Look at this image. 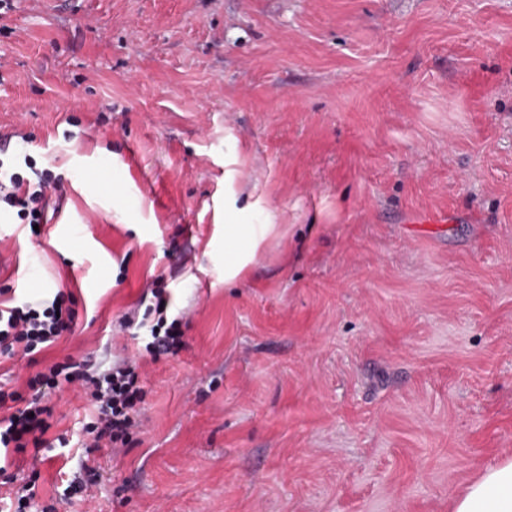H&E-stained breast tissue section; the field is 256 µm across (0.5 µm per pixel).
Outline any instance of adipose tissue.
Listing matches in <instances>:
<instances>
[{
  "instance_id": "1",
  "label": "adipose tissue",
  "mask_w": 512,
  "mask_h": 512,
  "mask_svg": "<svg viewBox=\"0 0 512 512\" xmlns=\"http://www.w3.org/2000/svg\"><path fill=\"white\" fill-rule=\"evenodd\" d=\"M270 224H228L224 227V280L232 282L257 256L273 232ZM453 512H512V456L487 465L455 498Z\"/></svg>"
}]
</instances>
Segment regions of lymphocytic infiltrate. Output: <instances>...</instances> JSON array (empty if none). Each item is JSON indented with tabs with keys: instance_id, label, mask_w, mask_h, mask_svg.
<instances>
[{
	"instance_id": "obj_1",
	"label": "lymphocytic infiltrate",
	"mask_w": 512,
	"mask_h": 512,
	"mask_svg": "<svg viewBox=\"0 0 512 512\" xmlns=\"http://www.w3.org/2000/svg\"><path fill=\"white\" fill-rule=\"evenodd\" d=\"M56 188L50 171H42L33 184L16 172L13 160L0 158V204L16 209L18 218L29 225L43 224ZM151 294L154 302L146 308L147 315L154 318L150 346L162 354H178L185 343L178 322L167 319L169 300L162 289H152ZM64 298V293H56L41 308L27 303L0 305V354L23 353L37 367L25 382V392L0 389V449L30 454L36 464L15 495L14 512H25L37 494L38 465L52 449L47 434L53 410L46 399L59 385L79 386L91 393L95 414L82 427L84 447L97 450L126 443L138 425L144 391L135 362L126 360L101 373L90 372L86 364L70 358L40 365L39 354L74 329L76 315Z\"/></svg>"
}]
</instances>
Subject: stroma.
<instances>
[{"instance_id":"obj_1","label":"stroma","mask_w":512,"mask_h":512,"mask_svg":"<svg viewBox=\"0 0 512 512\" xmlns=\"http://www.w3.org/2000/svg\"><path fill=\"white\" fill-rule=\"evenodd\" d=\"M0 132L63 195L0 223V295L71 294L43 363L134 356L146 391L101 451L52 394L39 506L450 512L512 454V0H12ZM228 224L280 229L230 284ZM155 284L157 359L120 327ZM151 294L155 302L146 307L144 316L154 315L155 323L150 326L152 341L147 343L146 349L154 348L159 354L177 355L186 345L179 329V321L173 319L167 323L169 299L164 295L162 288L152 289Z\"/></svg>"}]
</instances>
